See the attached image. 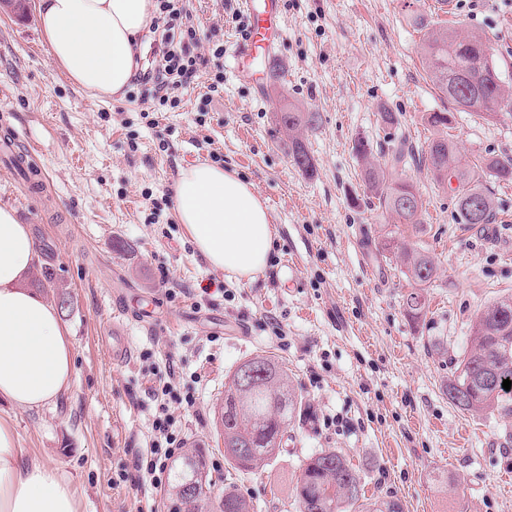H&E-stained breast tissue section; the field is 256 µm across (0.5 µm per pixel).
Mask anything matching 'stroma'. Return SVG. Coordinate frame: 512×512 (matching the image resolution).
Here are the masks:
<instances>
[{"mask_svg":"<svg viewBox=\"0 0 512 512\" xmlns=\"http://www.w3.org/2000/svg\"><path fill=\"white\" fill-rule=\"evenodd\" d=\"M426 0H283L284 39L245 81L232 55L250 17L242 0H183L176 29L192 28L193 53L211 57L160 106L142 85L90 101L51 61L37 10L0 11V138L25 131L45 171L29 189L0 161V207L31 231L39 265L68 293L62 321L73 340L75 382L39 413L0 404L25 453L72 478L82 512H168V488L139 482L151 443L158 376L173 371L172 404L186 445L208 449L210 477L231 469L216 416L224 384L263 353L287 370L306 412L287 427L278 456L237 478L255 512H299L301 464L342 451L359 470L365 500H398L404 512H512V417L472 415L450 404L443 384L470 348L469 327L488 305L512 298V182L486 179L495 201L493 235L459 223L454 198L423 165L403 176L419 190L422 234L400 226L438 271L429 311L412 323L411 282L379 252L383 217L368 200L356 137L380 144L379 112H395L417 150L435 131L425 117L452 105L427 78L415 20ZM455 24L487 38L512 92V0H462ZM223 70L218 92L208 86ZM320 115L301 138L313 173L296 167L274 116L286 104ZM462 162L512 157V118L456 114ZM235 170L267 201L275 246L266 270L239 282L210 267L174 213L173 187L190 163ZM281 326L285 337L274 336ZM130 354L112 356V335ZM333 425H326V418Z\"/></svg>","mask_w":512,"mask_h":512,"instance_id":"stroma-1","label":"stroma"}]
</instances>
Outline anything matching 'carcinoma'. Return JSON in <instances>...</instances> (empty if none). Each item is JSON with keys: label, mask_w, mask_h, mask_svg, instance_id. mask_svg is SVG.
<instances>
[{"label": "carcinoma", "mask_w": 512, "mask_h": 512, "mask_svg": "<svg viewBox=\"0 0 512 512\" xmlns=\"http://www.w3.org/2000/svg\"><path fill=\"white\" fill-rule=\"evenodd\" d=\"M419 26L425 30L419 53L427 75L457 109L486 120L501 114L512 116V94L501 84L489 40L455 28H436L423 19ZM318 118V113L304 112L292 104L276 113V123L289 137L292 162L306 173L313 172L314 164L296 133L314 127ZM452 118L450 112H431L425 117L437 135L422 158L434 182L453 193L461 223L490 224L495 204L480 182L487 176L512 181V158L487 156L478 170L462 163L454 141L448 138ZM386 144L383 162L376 163L373 144L364 137L354 140L353 151L363 163L365 191L376 200L382 217L420 228L425 224L421 196L413 184L402 178L403 168L413 158V148L406 137L396 133ZM378 245L381 251L399 260L402 273L414 284L405 298L406 315L414 322L424 319L428 311L427 288L437 273L433 259L394 230L384 231ZM30 285L53 294L59 304L66 303L65 293L58 291L53 268L42 267ZM469 339L470 349L444 384V393L453 405L473 415L496 410L505 417L511 416L512 389L505 390L502 383L506 379L512 381V300L495 302L478 314L471 323ZM247 363L267 367L266 375H255L248 385L241 382L239 372H234L224 384V407L218 416L224 458L240 472L275 458L286 426L302 413V399L277 361L257 355ZM192 477L197 483L195 493L184 508L172 503V512H252L250 502L232 483L212 496L207 453L194 445L184 449L174 465L170 489ZM362 491L358 471L335 450L308 458L301 465L294 486L299 512H359Z\"/></svg>", "instance_id": "cac0c4a2"}]
</instances>
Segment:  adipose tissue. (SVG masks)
I'll list each match as a JSON object with an SVG mask.
<instances>
[{"mask_svg":"<svg viewBox=\"0 0 512 512\" xmlns=\"http://www.w3.org/2000/svg\"><path fill=\"white\" fill-rule=\"evenodd\" d=\"M155 13L153 0H39L49 56L90 99L123 92ZM175 211L201 256L239 281L267 266L274 227L265 202L236 171L200 164L180 173ZM34 240L0 207V403L39 412L74 385L73 342L56 306L26 285ZM0 512H81L69 476L26 454L0 418Z\"/></svg>","mask_w":512,"mask_h":512,"instance_id":"ef3b65f1","label":"adipose tissue"}]
</instances>
